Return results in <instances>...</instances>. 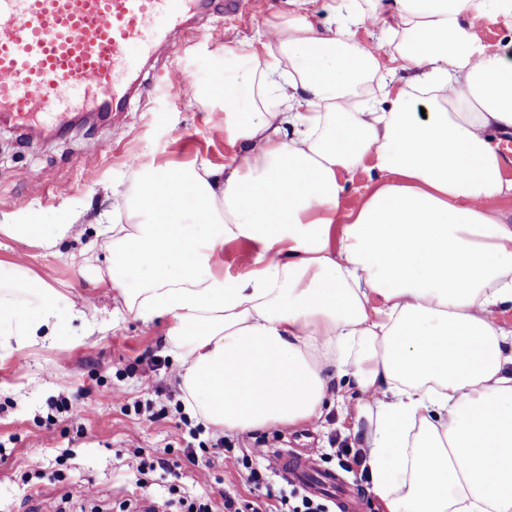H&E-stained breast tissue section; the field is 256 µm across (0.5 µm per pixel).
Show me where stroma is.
Returning a JSON list of instances; mask_svg holds the SVG:
<instances>
[{
	"mask_svg": "<svg viewBox=\"0 0 512 512\" xmlns=\"http://www.w3.org/2000/svg\"><path fill=\"white\" fill-rule=\"evenodd\" d=\"M296 0H254L247 18L223 11L206 15L196 36L157 56L145 74V91L124 112L79 127L56 139L29 141L16 127L0 128V225L40 218L48 243H26L0 234V260L25 255L27 264L51 286L83 305L69 336L53 346L0 351V512H182L181 502L203 495L179 436L172 406L181 398L179 366L164 345L165 320L146 324L117 310L108 279L112 247L98 218L123 216L137 181L131 158L153 164L224 163L239 156L240 144L224 137V101L217 88L224 75V47L252 37L265 22L297 12ZM193 73L202 88L185 100L176 88L179 72ZM78 215L80 234L58 227ZM162 359L158 392H145L140 376L150 359ZM143 402L140 412L122 404ZM169 406L167 418L151 410ZM354 417L338 407L320 423L277 432L222 434L202 427L204 446L223 440L211 454L212 481L257 500L244 479L241 458L250 448L315 449L323 467L339 468V448H357ZM163 458V475L136 487L126 470L132 449ZM40 472L26 476L32 458Z\"/></svg>",
	"mask_w": 512,
	"mask_h": 512,
	"instance_id": "35a3bbf8",
	"label": "stroma"
}]
</instances>
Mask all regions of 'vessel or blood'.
<instances>
[{
  "instance_id": "vessel-or-blood-1",
  "label": "vessel or blood",
  "mask_w": 512,
  "mask_h": 512,
  "mask_svg": "<svg viewBox=\"0 0 512 512\" xmlns=\"http://www.w3.org/2000/svg\"><path fill=\"white\" fill-rule=\"evenodd\" d=\"M216 0H0V119L36 135L78 112L122 111L144 64L191 34ZM274 466L313 494L335 471L311 448L270 451Z\"/></svg>"
}]
</instances>
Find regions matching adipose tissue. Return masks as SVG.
<instances>
[{
    "instance_id": "ef3b65f1",
    "label": "adipose tissue",
    "mask_w": 512,
    "mask_h": 512,
    "mask_svg": "<svg viewBox=\"0 0 512 512\" xmlns=\"http://www.w3.org/2000/svg\"><path fill=\"white\" fill-rule=\"evenodd\" d=\"M337 25L265 24L225 47L224 135L239 161L137 168L113 224L116 302L166 319L183 403L226 433L319 421L359 393L373 494L386 512H512V179L489 133L512 130V53L483 17L512 0H394L403 86L380 44ZM250 90L249 109L238 107ZM276 98L277 108L267 105ZM379 173L350 208L344 175ZM249 244L239 271L224 246ZM84 311L0 260V350L56 344Z\"/></svg>"
}]
</instances>
